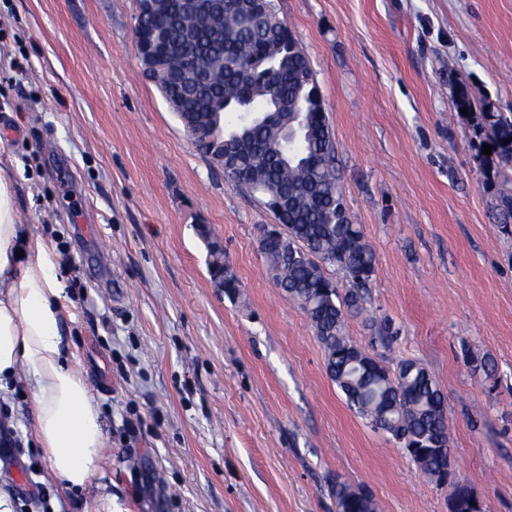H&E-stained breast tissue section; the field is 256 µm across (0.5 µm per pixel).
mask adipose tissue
I'll return each instance as SVG.
<instances>
[{
  "label": "adipose tissue",
  "instance_id": "adipose-tissue-1",
  "mask_svg": "<svg viewBox=\"0 0 512 512\" xmlns=\"http://www.w3.org/2000/svg\"><path fill=\"white\" fill-rule=\"evenodd\" d=\"M72 308L54 246L22 223L13 178L0 169V383L28 387L31 437L63 494L101 476L107 446L98 403L64 339Z\"/></svg>",
  "mask_w": 512,
  "mask_h": 512
}]
</instances>
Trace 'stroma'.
Returning <instances> with one entry per match:
<instances>
[{"instance_id": "obj_1", "label": "stroma", "mask_w": 512, "mask_h": 512, "mask_svg": "<svg viewBox=\"0 0 512 512\" xmlns=\"http://www.w3.org/2000/svg\"><path fill=\"white\" fill-rule=\"evenodd\" d=\"M307 55L353 223L377 266L376 326L346 332L444 392L456 472L512 512V229L492 219L470 120L512 113V0H274ZM133 0H0V166L52 240L74 302L68 342L108 439L116 512H336L329 483L380 512H448L329 378L303 311L259 251L261 201L191 145L143 74ZM209 227L239 281L208 270ZM490 356L489 385L466 356ZM22 383L0 391V494L11 512H84L30 436ZM46 488L47 505L30 493Z\"/></svg>"}]
</instances>
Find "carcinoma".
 <instances>
[{"label": "carcinoma", "instance_id": "obj_1", "mask_svg": "<svg viewBox=\"0 0 512 512\" xmlns=\"http://www.w3.org/2000/svg\"><path fill=\"white\" fill-rule=\"evenodd\" d=\"M137 40L157 54L161 71L181 90L183 124L194 118L218 127L224 150L239 154L240 169L224 172L228 182L263 197L266 208L283 211L288 235L270 241L260 235L259 251L307 315L321 344L331 380L347 402L374 428L390 435L410 462L436 486L448 472L450 427L445 396L419 362L405 360L389 370L345 332L346 317L363 310L361 288L375 272L376 256L362 227L350 221L335 165L332 140L321 109L310 62L288 28L243 29L237 0L223 9L189 14L181 0H157L135 16ZM252 60L271 73L247 83L240 66ZM268 108L272 122L246 121ZM238 122L222 126V114ZM477 128L489 132L492 154L481 155L483 186L494 190L493 219L512 224V113L489 108ZM336 267L352 284L342 293L327 275ZM337 512H379L369 493L346 483L331 486Z\"/></svg>", "mask_w": 512, "mask_h": 512}]
</instances>
